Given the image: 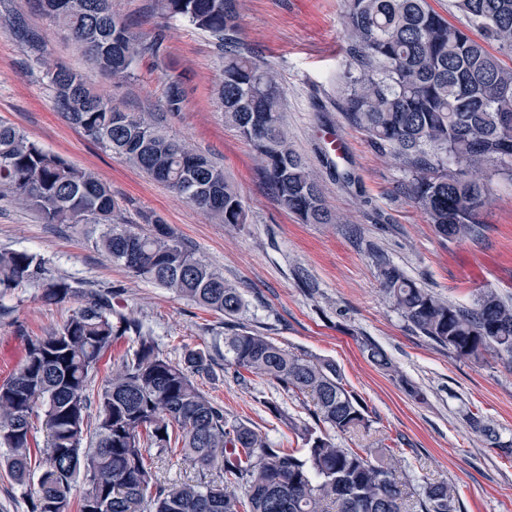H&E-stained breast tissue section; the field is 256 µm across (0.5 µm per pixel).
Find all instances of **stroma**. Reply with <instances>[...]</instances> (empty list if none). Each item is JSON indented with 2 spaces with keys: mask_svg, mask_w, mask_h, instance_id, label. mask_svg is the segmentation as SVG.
<instances>
[{
  "mask_svg": "<svg viewBox=\"0 0 512 512\" xmlns=\"http://www.w3.org/2000/svg\"><path fill=\"white\" fill-rule=\"evenodd\" d=\"M112 8L143 38L162 32L165 45L164 60L143 58L119 84L88 61L38 0H0V119L97 173L130 223L161 217L239 288L246 304L241 325L294 352L336 362L373 420L364 444L382 439L401 449L410 486L445 480L455 486L461 512H512V456L489 447L466 420L467 413L479 414L512 441V366L495 351L462 358L421 335L378 277L379 265L389 263L457 305H472L489 289L512 298V178L487 167L493 197L479 237L438 236L408 193L401 161L344 112L347 79L358 74L347 53L345 0H238V37L275 74L290 140L339 216L335 224L302 223L270 194L255 148L224 121L216 101L224 59L214 40L185 20L156 14L153 0H112ZM15 14L37 32L40 55L13 35ZM42 57L79 71L125 111L154 113L169 136L222 166L246 223L216 222L67 123L54 108ZM174 73L187 76L189 93L183 110L172 114L163 103ZM0 249L36 254L56 276L111 291L115 309L141 321L172 361L189 349L209 352L215 372L200 379L202 390L281 447H302L264 406L273 399L302 418L300 402L266 379L240 384L225 373L222 315L134 277L97 251L82 229L43 223L7 199H0ZM78 306L45 303L32 283L0 296V384L18 371L25 337L61 327ZM371 342L387 352L393 371L367 358L363 347Z\"/></svg>",
  "mask_w": 512,
  "mask_h": 512,
  "instance_id": "obj_1",
  "label": "stroma"
}]
</instances>
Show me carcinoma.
<instances>
[{
  "instance_id": "cac0c4a2",
  "label": "carcinoma",
  "mask_w": 512,
  "mask_h": 512,
  "mask_svg": "<svg viewBox=\"0 0 512 512\" xmlns=\"http://www.w3.org/2000/svg\"><path fill=\"white\" fill-rule=\"evenodd\" d=\"M156 10L209 33L224 48L217 97L224 119L259 152L270 191L305 224H335L318 180L289 140L273 73L237 37L236 0H156ZM42 11L66 30L113 82L131 78L139 61L165 52L156 33L143 39L112 12V0H40ZM455 7L500 50L512 53V0H455ZM348 53L359 70L344 111L379 147L389 148L410 173L408 190L435 232L445 239L480 233L493 189L482 175L489 163L512 173V69L469 30L458 28L428 0H346ZM13 34L39 52V39L21 22ZM54 91V105L91 141L125 157L180 199L224 224L246 213L224 170L168 136L151 112H125L84 76L39 60ZM187 87L172 74L165 110L182 111ZM454 166L448 171V166ZM38 213L46 224H90L94 248L134 276L166 288L230 322L245 310L241 292L188 249L162 221L149 231L122 219L110 186L95 173L46 151L17 127L0 121V193ZM381 286L422 335L459 357L492 348L512 364V302L484 291L470 307L448 302L389 263ZM24 282L53 304L82 297L65 324L30 337L16 375L0 384V448L11 478L31 492V512H407L396 477L398 458L383 442L343 448L336 436L367 432L372 423L361 398L346 388L336 363L295 353L267 336L239 328L224 335V361L236 380L266 378L295 399L310 397L311 421L296 419L277 402L265 406L304 442L279 448L267 435L202 391L196 379L211 372L203 351L174 362L160 353L141 324L112 308V293L84 292L50 275L27 251L0 250V293ZM134 334L136 347L95 387L112 344ZM367 356L393 369L369 343ZM46 432L40 446L32 417ZM472 429L492 448L512 454V442L479 415ZM177 453L199 478L169 486L154 456ZM224 471L220 485L205 471ZM421 512H459L446 481L422 488Z\"/></svg>"
}]
</instances>
